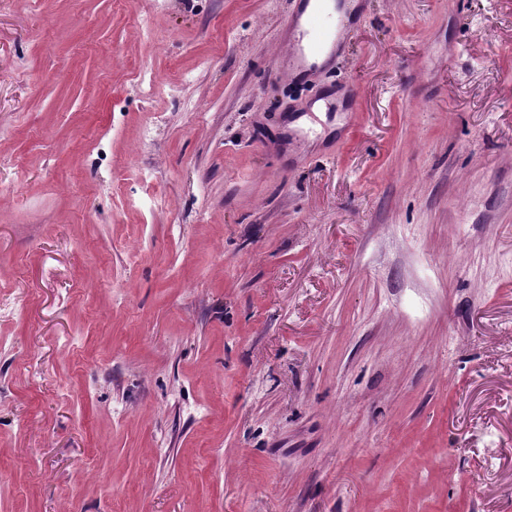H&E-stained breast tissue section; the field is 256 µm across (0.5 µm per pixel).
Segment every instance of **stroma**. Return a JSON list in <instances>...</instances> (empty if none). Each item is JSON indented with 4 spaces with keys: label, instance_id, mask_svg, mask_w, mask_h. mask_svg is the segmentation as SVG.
<instances>
[{
    "label": "stroma",
    "instance_id": "stroma-1",
    "mask_svg": "<svg viewBox=\"0 0 512 512\" xmlns=\"http://www.w3.org/2000/svg\"><path fill=\"white\" fill-rule=\"evenodd\" d=\"M298 3L0 0V512H512V0ZM300 8L296 14H293L289 20V27L293 30V42L289 45L288 69L290 71L300 70L305 64L310 63L324 54L332 57L342 48L341 38L349 30L350 16L352 9L347 8L346 4H352V0H341L342 9L346 10L345 18L336 21V26L326 25L318 10L311 11L305 17L308 6L312 2L319 0H301Z\"/></svg>",
    "mask_w": 512,
    "mask_h": 512
}]
</instances>
